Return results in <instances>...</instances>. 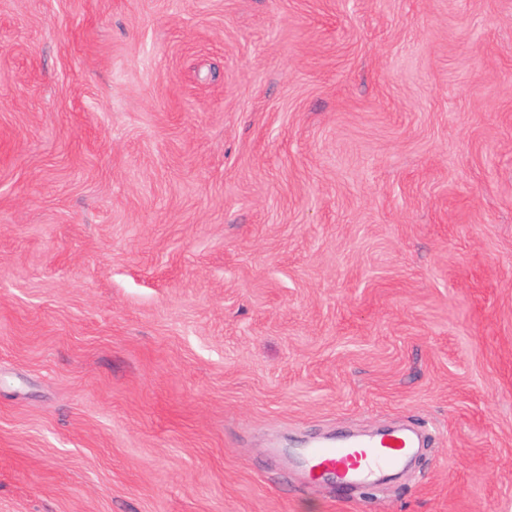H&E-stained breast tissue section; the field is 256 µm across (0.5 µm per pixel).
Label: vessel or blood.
I'll use <instances>...</instances> for the list:
<instances>
[{"mask_svg":"<svg viewBox=\"0 0 512 512\" xmlns=\"http://www.w3.org/2000/svg\"><path fill=\"white\" fill-rule=\"evenodd\" d=\"M410 437L397 430L385 435H367L350 441L312 445L304 450L310 474L335 472L338 479L354 486L376 481L382 474L401 465L410 454Z\"/></svg>","mask_w":512,"mask_h":512,"instance_id":"vessel-or-blood-1","label":"vessel or blood"}]
</instances>
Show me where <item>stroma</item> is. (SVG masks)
<instances>
[{
	"mask_svg": "<svg viewBox=\"0 0 512 512\" xmlns=\"http://www.w3.org/2000/svg\"><path fill=\"white\" fill-rule=\"evenodd\" d=\"M0 512H512V0H0ZM410 437L397 430L383 436L367 435L350 441L314 444L304 449L312 477L322 470L336 473L348 488L375 482L382 474L401 465L411 452Z\"/></svg>",
	"mask_w": 512,
	"mask_h": 512,
	"instance_id": "35a3bbf8",
	"label": "stroma"
}]
</instances>
